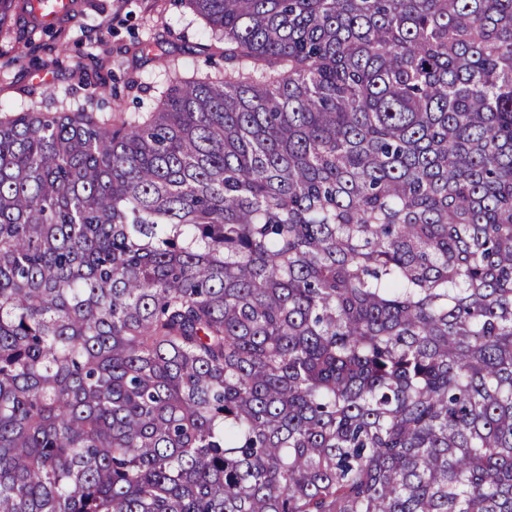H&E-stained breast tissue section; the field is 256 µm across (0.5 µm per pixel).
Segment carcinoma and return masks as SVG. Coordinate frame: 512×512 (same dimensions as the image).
Listing matches in <instances>:
<instances>
[{
  "instance_id": "cac0c4a2",
  "label": "carcinoma",
  "mask_w": 512,
  "mask_h": 512,
  "mask_svg": "<svg viewBox=\"0 0 512 512\" xmlns=\"http://www.w3.org/2000/svg\"><path fill=\"white\" fill-rule=\"evenodd\" d=\"M186 4L0 120V512H512V0ZM82 26L54 25L58 43L69 49L71 65L83 61V55L92 52L105 70H111L120 86L128 79L148 87L145 94L133 90L126 112L96 110L112 124L144 111L155 103L176 75L214 71L205 67L191 46L203 42V24L190 10L175 5L173 0H89ZM150 43L154 52L162 55L146 59L139 49ZM156 43L160 45L155 46ZM140 97L141 107L131 103Z\"/></svg>"
}]
</instances>
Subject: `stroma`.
Listing matches in <instances>:
<instances>
[{
  "label": "stroma",
  "instance_id": "35a3bbf8",
  "mask_svg": "<svg viewBox=\"0 0 512 512\" xmlns=\"http://www.w3.org/2000/svg\"><path fill=\"white\" fill-rule=\"evenodd\" d=\"M58 42L69 49L71 62L94 53L115 82L137 80L147 89L142 107L155 103L178 75L203 71L194 54L195 43L203 39L201 20L173 0H89L80 25L61 24L54 28ZM43 34L33 42L14 43L9 54L0 57V115L25 110L30 100L24 92L29 84L49 83L58 95H65L72 83L67 73L51 65L32 68L33 56L40 54ZM156 45V58L142 57L144 44Z\"/></svg>",
  "mask_w": 512,
  "mask_h": 512
}]
</instances>
